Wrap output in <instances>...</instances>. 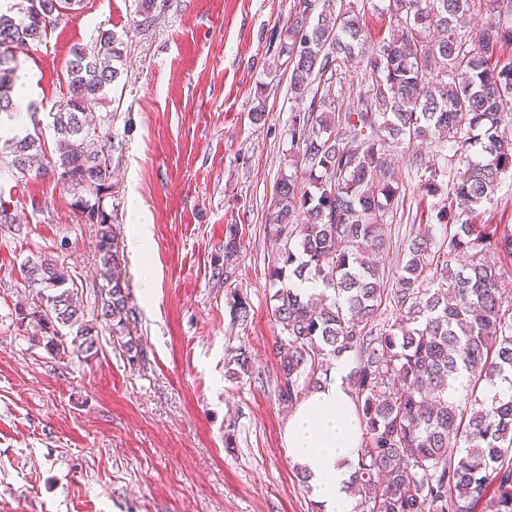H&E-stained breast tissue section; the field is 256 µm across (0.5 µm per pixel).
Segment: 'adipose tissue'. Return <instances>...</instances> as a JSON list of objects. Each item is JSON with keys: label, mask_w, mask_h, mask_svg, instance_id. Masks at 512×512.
<instances>
[{"label": "adipose tissue", "mask_w": 512, "mask_h": 512, "mask_svg": "<svg viewBox=\"0 0 512 512\" xmlns=\"http://www.w3.org/2000/svg\"><path fill=\"white\" fill-rule=\"evenodd\" d=\"M345 373L344 363H337L334 379L307 395L285 434L288 452L307 474L321 512H352L348 486L361 428Z\"/></svg>", "instance_id": "adipose-tissue-1"}]
</instances>
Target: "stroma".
I'll list each match as a JSON object with an SVG mask.
<instances>
[{
	"mask_svg": "<svg viewBox=\"0 0 512 512\" xmlns=\"http://www.w3.org/2000/svg\"><path fill=\"white\" fill-rule=\"evenodd\" d=\"M293 0H83L45 43L20 53L14 132L46 118L66 89L72 46L97 28L124 43L122 75L97 123L121 149L103 207L124 256L133 338L141 361L109 330L97 353L56 356L18 311L31 290L20 276L48 257L73 276L86 319L97 314L96 225L72 190L42 179L0 181L15 223L0 224V512H320L288 453L295 409L276 389L280 328L269 269L276 248L264 227L287 173L288 91L279 54ZM440 198H407L386 228V273L412 226L436 221ZM150 226L134 247L133 224ZM237 253L224 259L227 226ZM230 264L223 280L217 267ZM250 304L234 320L229 293ZM245 347L254 376L231 378V350Z\"/></svg>",
	"mask_w": 512,
	"mask_h": 512,
	"instance_id": "obj_1",
	"label": "stroma"
}]
</instances>
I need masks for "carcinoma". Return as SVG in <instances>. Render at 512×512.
Instances as JSON below:
<instances>
[{
	"instance_id": "cac0c4a2",
	"label": "carcinoma",
	"mask_w": 512,
	"mask_h": 512,
	"mask_svg": "<svg viewBox=\"0 0 512 512\" xmlns=\"http://www.w3.org/2000/svg\"><path fill=\"white\" fill-rule=\"evenodd\" d=\"M335 0H293L280 53L288 91L307 107L288 124L291 167L277 182L268 237L276 246L270 270L280 284L272 315L280 326L279 396L293 400L316 358L356 351L350 376L363 431L352 487L360 512H512V298L501 288L491 252L512 260V229L473 224L512 171V0H392L389 33L374 42L355 11ZM495 18L478 38L462 31L473 11ZM82 0H20L0 7V127L14 118L16 58L1 50L36 46ZM371 54L364 91L336 108L331 72L363 46ZM123 42L99 29L91 49L75 47L67 64L64 100L49 113L54 150L40 128L4 140L0 164L20 184L49 178L78 192L75 207L98 225L104 283L95 320L85 318L69 271L48 258L21 269L34 285L29 311L47 334L46 348L96 353L105 325L135 362L143 349L129 337L133 317L110 215L102 198L112 189V133L91 126L120 77L114 62ZM435 136L464 167L452 177L439 223L452 228L448 251L430 261V225L405 240V262L384 291L385 269L370 260L390 249L385 218L403 198L385 147L388 141ZM417 188L442 192L447 171L414 154ZM321 287L309 294L299 284ZM388 294L397 310L389 327H371ZM230 312L243 321L249 307L231 294ZM67 333H62V330ZM233 376L247 374L240 348ZM466 383L451 394L460 376Z\"/></svg>"
}]
</instances>
